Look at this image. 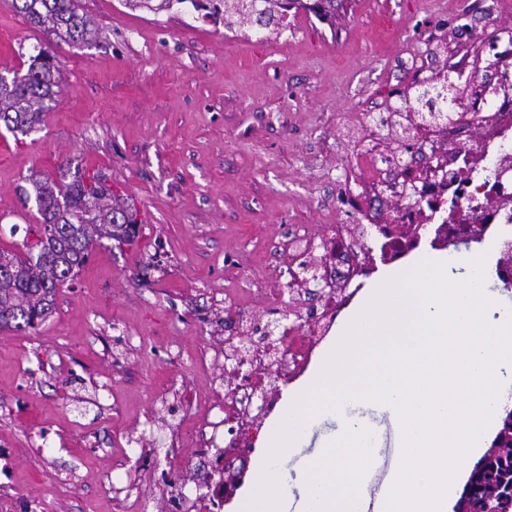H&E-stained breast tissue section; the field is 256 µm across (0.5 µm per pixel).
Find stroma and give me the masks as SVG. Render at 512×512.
I'll use <instances>...</instances> for the list:
<instances>
[{
  "label": "stroma",
  "instance_id": "obj_1",
  "mask_svg": "<svg viewBox=\"0 0 512 512\" xmlns=\"http://www.w3.org/2000/svg\"><path fill=\"white\" fill-rule=\"evenodd\" d=\"M80 5L106 40L51 44L63 81L41 129L0 130V247L37 224L24 190L40 173L102 170L142 224L134 244L93 247L47 321L0 330V512H176L167 446L224 398L229 303L263 309L293 261L290 225L353 223L336 203L347 158L365 116L398 106L423 30H440L436 78L512 31V13L495 0H352L331 25L289 14L283 39L187 0L159 15ZM43 40L0 0L9 69Z\"/></svg>",
  "mask_w": 512,
  "mask_h": 512
}]
</instances>
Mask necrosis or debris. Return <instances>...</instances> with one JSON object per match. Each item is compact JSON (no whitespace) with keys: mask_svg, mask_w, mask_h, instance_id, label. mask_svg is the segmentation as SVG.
I'll list each match as a JSON object with an SVG mask.
<instances>
[{"mask_svg":"<svg viewBox=\"0 0 512 512\" xmlns=\"http://www.w3.org/2000/svg\"><path fill=\"white\" fill-rule=\"evenodd\" d=\"M456 88L461 97L475 101L468 120L456 118L419 131L411 147L419 155L416 164H404L388 172L379 168L375 155L354 151L348 165L371 181L373 193L344 189L341 205L355 215L370 211L381 199L380 188L390 184L397 202L387 222L388 236L379 248L369 244L364 224H326L319 237L297 232L288 239V249L302 255L309 266L319 268L327 280L320 302H311L303 292L274 295L260 312L267 324L287 318L288 331L272 348L255 346L244 350L256 373L251 382L224 379L227 400L214 404L216 420L180 435L170 445L171 459H178L184 444L209 452L218 441L220 421L233 423L225 447L247 449L255 420L254 397L275 406L276 399L263 385L268 372L292 381L301 376L333 329L340 313L351 303L352 283L365 277L374 253L387 263L411 264L419 243L415 231L422 224L438 227L439 239L472 237L496 246L512 234V50L490 45L458 71Z\"/></svg>","mask_w":512,"mask_h":512,"instance_id":"4bbe7bcc","label":"necrosis or debris"}]
</instances>
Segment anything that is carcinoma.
I'll return each mask as SVG.
<instances>
[{"label": "carcinoma", "mask_w": 512, "mask_h": 512, "mask_svg": "<svg viewBox=\"0 0 512 512\" xmlns=\"http://www.w3.org/2000/svg\"><path fill=\"white\" fill-rule=\"evenodd\" d=\"M190 2L197 9L224 11L244 26H269L291 9H304L327 22L336 19L340 0H121L132 11L158 15L178 4ZM35 30L66 44L94 45L102 39L96 21L78 0H11ZM60 66L55 55L39 48L30 57L25 73L0 74V124L13 134L35 131L58 95ZM411 125L408 112H394L390 127L407 138ZM35 196L39 227L36 238L20 247H0V330L26 331L45 322L55 311L56 296L69 286L87 263L90 251L103 238L133 244L139 236L138 211L108 186L99 172L81 174L65 183L47 176L30 180ZM512 435V421L503 423L499 438L487 451L485 470L476 476L482 483L480 497L458 501L456 512L467 508H491L507 512L512 498V452L502 448L501 438Z\"/></svg>", "instance_id": "cac0c4a2"}]
</instances>
